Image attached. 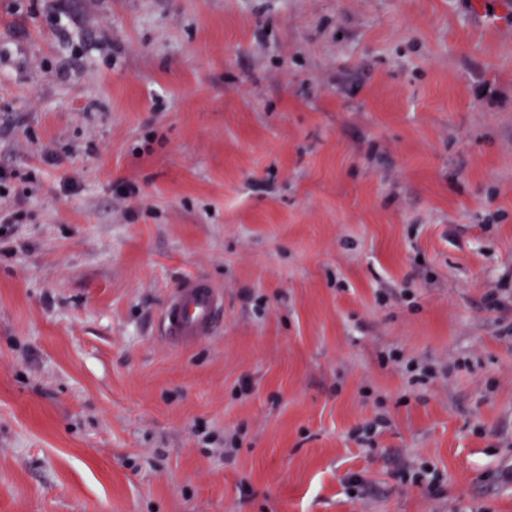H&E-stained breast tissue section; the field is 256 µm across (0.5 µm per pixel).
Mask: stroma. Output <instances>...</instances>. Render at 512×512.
<instances>
[{
    "mask_svg": "<svg viewBox=\"0 0 512 512\" xmlns=\"http://www.w3.org/2000/svg\"><path fill=\"white\" fill-rule=\"evenodd\" d=\"M511 1L0 0V512H512ZM224 321V292L203 277L180 280L161 311L164 336L184 349L209 340Z\"/></svg>",
    "mask_w": 512,
    "mask_h": 512,
    "instance_id": "1",
    "label": "stroma"
}]
</instances>
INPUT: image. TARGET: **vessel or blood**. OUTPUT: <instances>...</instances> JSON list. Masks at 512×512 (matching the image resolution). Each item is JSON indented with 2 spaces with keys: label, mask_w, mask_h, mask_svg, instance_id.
Masks as SVG:
<instances>
[{
  "label": "vessel or blood",
  "mask_w": 512,
  "mask_h": 512,
  "mask_svg": "<svg viewBox=\"0 0 512 512\" xmlns=\"http://www.w3.org/2000/svg\"><path fill=\"white\" fill-rule=\"evenodd\" d=\"M223 319L224 293L202 277L180 280L161 311L163 333L179 349L215 336Z\"/></svg>",
  "instance_id": "obj_1"
}]
</instances>
